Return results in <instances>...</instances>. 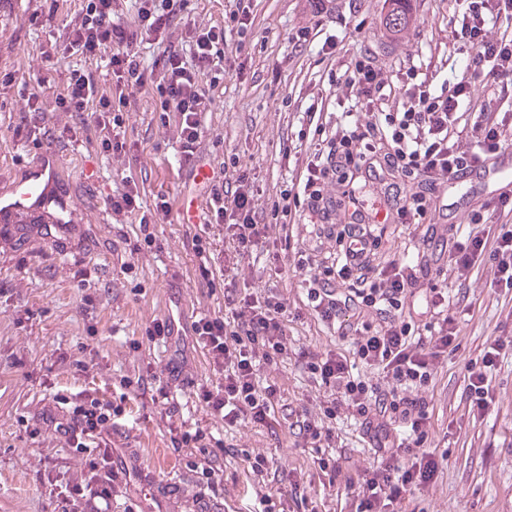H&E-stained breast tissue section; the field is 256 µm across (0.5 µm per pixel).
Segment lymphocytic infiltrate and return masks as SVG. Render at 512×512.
Masks as SVG:
<instances>
[{"label": "lymphocytic infiltrate", "instance_id": "obj_1", "mask_svg": "<svg viewBox=\"0 0 512 512\" xmlns=\"http://www.w3.org/2000/svg\"><path fill=\"white\" fill-rule=\"evenodd\" d=\"M132 2L134 25L120 16L125 2ZM192 0H80L74 17H58L59 0H43L28 22L34 27L61 23L57 53L79 57L71 70L66 91L56 109L82 120L84 129L95 130L106 155L126 151V119L136 111L140 95H148L152 115L161 124H175L184 163L196 160L204 139L202 115L212 103L216 73L224 72V36H237V48H245L252 29V0H225L224 20L202 33L192 34L184 48L167 46L160 59L146 64L135 49L134 33L159 34L180 25L191 12ZM512 12V0H470L459 16L460 35L473 47L468 62L455 82L432 93L421 85L407 88V105L398 113L385 112L375 123L360 127L337 123L330 134L311 140L296 191H281L270 208L257 207L249 172L233 168L231 174L210 176L203 182L204 221L224 228V270L232 272L241 262L271 253L274 275L284 269L302 273L300 302L312 308L320 321L349 343V352L298 348L288 333V300L279 291L253 292L216 274L210 239L193 235L185 247L195 258V272L208 293L222 292L225 315L194 317L191 333L195 347L209 358L214 380L196 387L194 402L225 427L249 425L271 437L288 432L296 447L316 453L320 472L336 478L346 460L336 449V419L342 410L352 411L366 430L373 464L358 475L348 476L345 494L355 512H391L409 501L416 490L434 479L443 460L425 448L430 419L429 404L418 397L429 386L449 352L458 346V321L446 287L424 279L425 268L438 264L439 256L422 255L415 262L392 258L375 261L376 217L379 208H395L401 223L412 224L431 205L438 180L454 178L473 166L512 150V113L491 112L475 104L470 88L484 82L496 91L512 81V36L483 40L481 32L489 15ZM106 64L115 83L112 91L98 84L95 68ZM342 78L366 110L377 108L386 85L368 53L346 60ZM474 142L471 152H454L460 138ZM360 174L372 187L376 202L365 205L350 198L347 238L343 258L326 266L317 255L291 252L292 214L308 209L327 219L331 203L324 196L328 179ZM417 179L418 192L403 194L396 175ZM113 214L137 223L144 247H152V231L160 217L168 215L170 202L159 195L152 207H144L140 190L129 185L109 196ZM477 224L509 223L497 236L469 233L456 241L446 262L450 275L463 277L482 264L495 266L497 285L512 291V196L503 194L482 204L473 216ZM278 236H271V226ZM359 281L358 289L342 292L334 280ZM421 317L420 327L406 321V311ZM512 339L487 341L481 368L467 370L468 410L484 412L490 396L489 376ZM295 359L298 366L327 389L319 412L286 403L279 386L262 376L265 364ZM375 370L382 378L373 384L355 376L356 364ZM183 361L169 359L161 372L147 370L125 386L149 394L152 403L166 406L168 415L180 410L177 392L184 384ZM55 409L45 410L29 424L31 436L49 430L65 446L88 458L87 478L67 484L61 496L69 512H108L117 484H128L129 472L114 464L112 436L116 422L126 414L124 402L83 392L69 398L55 396ZM171 447L187 450L202 474L213 472L217 457L238 459L255 478L254 492L262 512H289L290 505H306L309 486L293 470L277 465L268 456L245 453L215 437L210 429L168 423Z\"/></svg>", "mask_w": 512, "mask_h": 512}]
</instances>
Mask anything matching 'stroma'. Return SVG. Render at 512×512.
Instances as JSON below:
<instances>
[{"instance_id":"35a3bbf8","label":"stroma","mask_w":512,"mask_h":512,"mask_svg":"<svg viewBox=\"0 0 512 512\" xmlns=\"http://www.w3.org/2000/svg\"><path fill=\"white\" fill-rule=\"evenodd\" d=\"M39 5V0H0V71L25 67L32 56H50L24 80L0 84V188L23 174L40 152L53 151L74 217L67 230L0 236V512H60L59 485L84 473L81 454L51 433L34 438L26 430L27 420L51 406L54 393L69 397L94 390L119 398L122 378L137 377L150 364L165 365L177 348L143 342L141 349H130V341L140 340L152 320L169 318L181 307L191 316L224 312L222 294L201 295L193 256L184 246L186 237L201 231L219 245L224 233L215 224L183 223L182 205L198 196L199 186L181 163L176 128L150 125L149 101H141L132 115L127 152L118 158L103 155L90 132L73 138L54 132L36 145L17 134L26 94L38 92L46 106H53L77 64L76 58L56 55L48 31L29 26L28 17ZM465 7L466 0H407L405 23L391 32L384 26L391 0H334L322 19L314 17L310 0H254L250 47L219 81L202 116L206 134L224 139L223 154L208 155V162L215 167L223 155L236 157L255 177L256 202L266 204L298 181L310 114L319 113L332 125L346 116L362 125L373 122V113L355 106L344 84L334 79L344 59L369 49L373 67L394 86L378 110L402 111L403 72L413 71L415 82L437 92L470 56L471 46L456 34L452 18ZM223 10L224 0H194L187 26L144 37L135 48L153 63L169 44H181L186 27L213 25ZM303 28L311 41L298 53L291 37ZM327 40L336 44L330 56L321 51ZM125 176L148 195H166L171 204L155 226L160 251L148 262L129 253L134 224H116L106 204ZM495 187L492 181L463 188L440 180L436 204L424 221L468 233L473 210L493 198ZM379 222V258H399L421 245L420 231L400 230L396 213L380 216ZM493 279V268L485 265L447 281L449 292L463 293L468 305L458 317L461 347L449 354L424 392L433 410L427 444L445 461L434 482L406 503V512H512V355L492 372V402L484 418L469 415L465 396L467 367L485 342L512 336V291L493 288ZM237 281L257 291L275 288L287 297L297 346L330 347L332 331L298 302L294 272L275 279L261 262L249 260L240 264ZM87 293L95 295V306L83 307ZM88 360L96 363L91 375L75 370V362ZM262 373L278 383L289 402L318 410L324 391L295 362L266 365ZM127 406L114 436V459L132 479L112 500L110 512H252L253 480L243 467L221 463L214 479L223 495L199 499L206 479L192 471L183 450L170 447L164 406L136 397ZM336 431L349 458L345 471L368 467L372 454L365 429L344 419ZM226 439L309 476L313 512H353L341 484L327 485L313 450L296 447L288 433L273 439L248 426Z\"/></svg>"}]
</instances>
